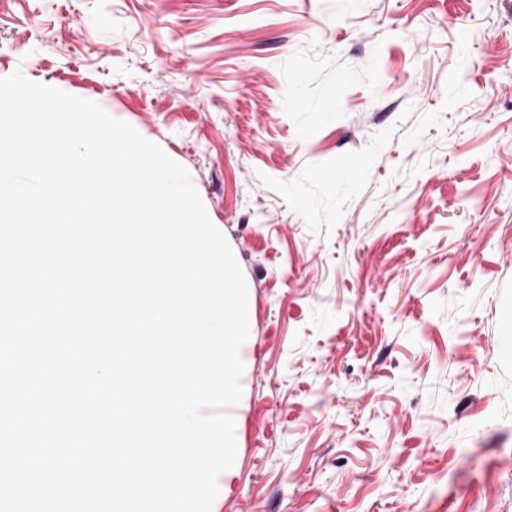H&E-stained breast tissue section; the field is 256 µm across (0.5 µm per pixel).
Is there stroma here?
<instances>
[{
	"label": "stroma",
	"mask_w": 512,
	"mask_h": 512,
	"mask_svg": "<svg viewBox=\"0 0 512 512\" xmlns=\"http://www.w3.org/2000/svg\"><path fill=\"white\" fill-rule=\"evenodd\" d=\"M18 70L183 165L252 286L219 512H512V0H0Z\"/></svg>",
	"instance_id": "1"
}]
</instances>
